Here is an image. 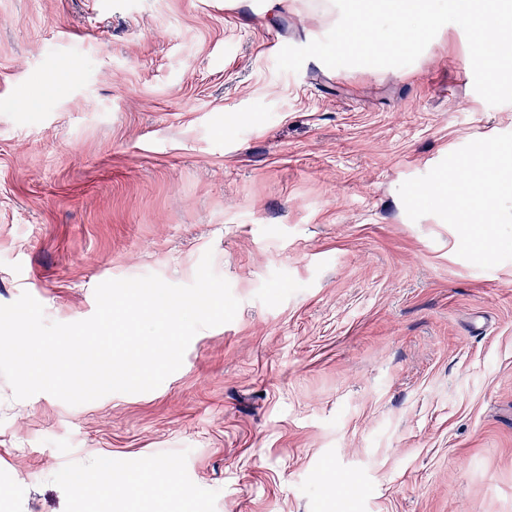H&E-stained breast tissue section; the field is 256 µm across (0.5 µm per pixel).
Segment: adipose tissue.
<instances>
[{"label":"adipose tissue","instance_id":"1","mask_svg":"<svg viewBox=\"0 0 512 512\" xmlns=\"http://www.w3.org/2000/svg\"><path fill=\"white\" fill-rule=\"evenodd\" d=\"M483 178L469 182L440 179L433 192L456 223H497L501 217V192L512 191V151L500 143L485 141L473 152Z\"/></svg>","mask_w":512,"mask_h":512}]
</instances>
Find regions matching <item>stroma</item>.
Masks as SVG:
<instances>
[{
    "label": "stroma",
    "instance_id": "obj_1",
    "mask_svg": "<svg viewBox=\"0 0 512 512\" xmlns=\"http://www.w3.org/2000/svg\"><path fill=\"white\" fill-rule=\"evenodd\" d=\"M338 19L0 0V305L84 320L101 282L188 285L208 250L240 302L149 392L71 406L0 376V512H512V221L474 259L432 193L512 147V103L477 94L454 23L405 67L278 71ZM105 461L165 479L88 504L70 477Z\"/></svg>",
    "mask_w": 512,
    "mask_h": 512
}]
</instances>
